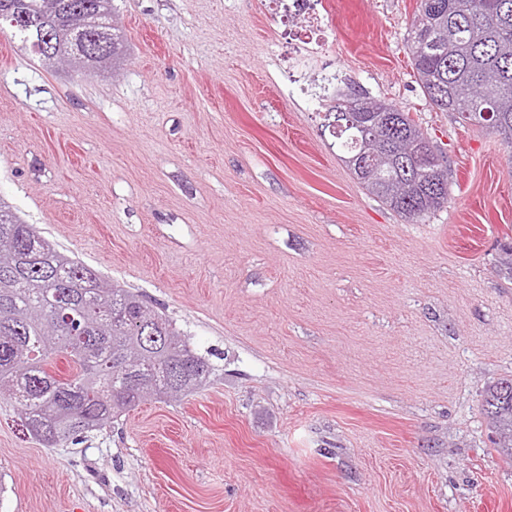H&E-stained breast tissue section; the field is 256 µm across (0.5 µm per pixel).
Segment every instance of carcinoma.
<instances>
[{
	"mask_svg": "<svg viewBox=\"0 0 512 512\" xmlns=\"http://www.w3.org/2000/svg\"><path fill=\"white\" fill-rule=\"evenodd\" d=\"M101 0H0V25L40 53L36 28L11 26L7 15L66 33L67 57L85 46L122 39L112 3ZM407 42L417 81L441 112L488 128L512 147V0H419ZM368 111L330 123L338 109ZM332 136L349 157L374 148L377 168L358 180L400 216L420 221L448 203L443 153L410 113L381 99H330ZM366 122L362 136L348 122ZM90 327L71 333L66 315ZM153 331L159 340L146 339ZM71 373L53 371L57 359ZM211 374L205 360L144 296L109 281L58 251L0 201V396L16 401L29 432L48 446L99 430L114 414L149 397L177 398ZM493 445L512 460V379L485 393Z\"/></svg>",
	"mask_w": 512,
	"mask_h": 512,
	"instance_id": "cac0c4a2",
	"label": "carcinoma"
}]
</instances>
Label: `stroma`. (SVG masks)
Listing matches in <instances>:
<instances>
[{
	"label": "stroma",
	"instance_id": "stroma-1",
	"mask_svg": "<svg viewBox=\"0 0 512 512\" xmlns=\"http://www.w3.org/2000/svg\"><path fill=\"white\" fill-rule=\"evenodd\" d=\"M323 2L308 74L410 112L448 160L421 221L284 95L268 0H114L108 73L54 70L0 30V200L212 366L53 448L0 399V512H512L483 413L512 378V151L426 102L417 0Z\"/></svg>",
	"mask_w": 512,
	"mask_h": 512
}]
</instances>
